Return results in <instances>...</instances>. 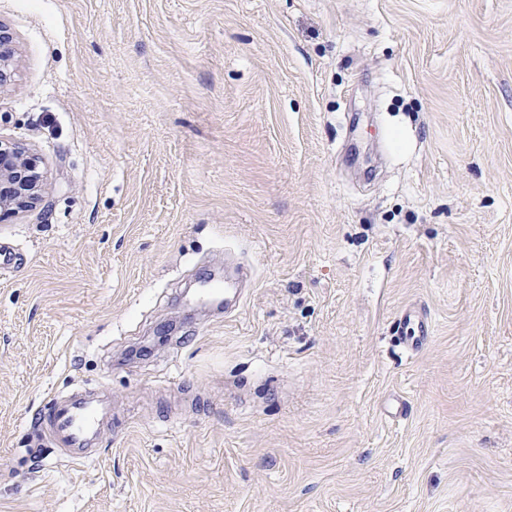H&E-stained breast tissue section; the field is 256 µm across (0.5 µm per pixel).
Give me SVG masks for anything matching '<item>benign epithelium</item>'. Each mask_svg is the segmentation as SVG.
<instances>
[{"label":"benign epithelium","mask_w":512,"mask_h":512,"mask_svg":"<svg viewBox=\"0 0 512 512\" xmlns=\"http://www.w3.org/2000/svg\"><path fill=\"white\" fill-rule=\"evenodd\" d=\"M16 63L12 37L0 26V88L10 81ZM43 172L28 150L0 141V213L12 215L45 201Z\"/></svg>","instance_id":"benign-epithelium-1"}]
</instances>
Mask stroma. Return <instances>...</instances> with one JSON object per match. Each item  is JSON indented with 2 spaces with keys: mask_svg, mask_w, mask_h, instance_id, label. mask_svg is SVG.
Masks as SVG:
<instances>
[{
  "mask_svg": "<svg viewBox=\"0 0 512 512\" xmlns=\"http://www.w3.org/2000/svg\"><path fill=\"white\" fill-rule=\"evenodd\" d=\"M0 25V139L50 204L0 219V512H512V0H0ZM230 260L236 312L128 358ZM100 384L94 463L37 445L51 395ZM16 63V50L12 37L0 25V88L10 81ZM398 330H401V343L413 352L419 351L428 341L430 337V326L428 321L419 315L416 308H406L402 310L397 319ZM411 333H408V330ZM405 330H407L405 332Z\"/></svg>",
  "mask_w": 512,
  "mask_h": 512,
  "instance_id": "1",
  "label": "stroma"
}]
</instances>
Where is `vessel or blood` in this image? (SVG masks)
<instances>
[{"label":"vessel or blood","instance_id":"1","mask_svg":"<svg viewBox=\"0 0 512 512\" xmlns=\"http://www.w3.org/2000/svg\"><path fill=\"white\" fill-rule=\"evenodd\" d=\"M397 325L402 330V344L411 351H419L430 337V326L417 309L402 310ZM112 416V404L94 393H74L52 396L38 421L37 438L68 451L75 463L86 462L83 450L101 434L105 421Z\"/></svg>","mask_w":512,"mask_h":512}]
</instances>
